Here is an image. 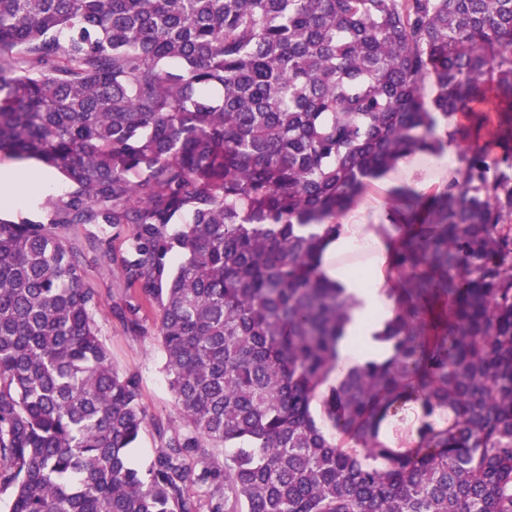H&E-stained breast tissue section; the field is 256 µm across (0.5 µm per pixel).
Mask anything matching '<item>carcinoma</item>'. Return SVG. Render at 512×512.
Wrapping results in <instances>:
<instances>
[{
  "label": "carcinoma",
  "instance_id": "obj_1",
  "mask_svg": "<svg viewBox=\"0 0 512 512\" xmlns=\"http://www.w3.org/2000/svg\"><path fill=\"white\" fill-rule=\"evenodd\" d=\"M450 114L472 144L401 200L392 354L329 389L338 443L310 403L348 303L315 229L455 143ZM0 152L73 185L44 221L0 217L8 512H199L193 484L208 512H512V0H0ZM122 226L116 315L158 307L186 427L140 466L139 379L80 260L109 268ZM408 402L426 420L395 447ZM446 158L423 160L418 155L407 156L397 163L394 169L385 172L383 178L390 187L408 185L418 192L424 191L433 183H446L457 169L452 162V149L446 148ZM406 406L404 417L401 412L394 417H389L382 431L384 432L383 439L396 444L398 436L404 442V447H411L418 440L416 427L410 428L415 417V406L413 403H407ZM394 428H397V435L393 431Z\"/></svg>",
  "mask_w": 512,
  "mask_h": 512
}]
</instances>
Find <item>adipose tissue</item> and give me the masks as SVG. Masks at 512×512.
Masks as SVG:
<instances>
[{
	"mask_svg": "<svg viewBox=\"0 0 512 512\" xmlns=\"http://www.w3.org/2000/svg\"><path fill=\"white\" fill-rule=\"evenodd\" d=\"M456 170L451 158H402L384 174L389 186L408 185L424 191L447 182ZM396 204L366 200L348 208L336 220V229L323 241L319 269L324 279L339 288L350 302L349 321L338 344L337 376L380 357V335L394 317L400 274L394 265L401 238Z\"/></svg>",
	"mask_w": 512,
	"mask_h": 512,
	"instance_id": "adipose-tissue-1",
	"label": "adipose tissue"
}]
</instances>
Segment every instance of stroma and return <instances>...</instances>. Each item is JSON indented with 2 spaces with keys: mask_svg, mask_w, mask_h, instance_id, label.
Listing matches in <instances>:
<instances>
[{
  "mask_svg": "<svg viewBox=\"0 0 512 512\" xmlns=\"http://www.w3.org/2000/svg\"><path fill=\"white\" fill-rule=\"evenodd\" d=\"M47 176L46 192L29 195L24 204H14L6 196L0 198V214L15 219H44L45 213L40 205L45 198H60L71 190L57 171L48 170ZM83 263L85 282L99 295L101 307L98 324L101 338L110 351L112 364L119 371L135 374L140 382L141 402L148 413V420L139 445L133 450V459L139 463L154 456L161 446L162 435L170 436L183 429V420L175 407L164 368L157 310L145 308L141 312V329H127L113 313L116 306L125 304L129 298L119 266L102 271L88 255L84 256Z\"/></svg>",
  "mask_w": 512,
  "mask_h": 512,
  "instance_id": "stroma-1",
  "label": "stroma"
}]
</instances>
